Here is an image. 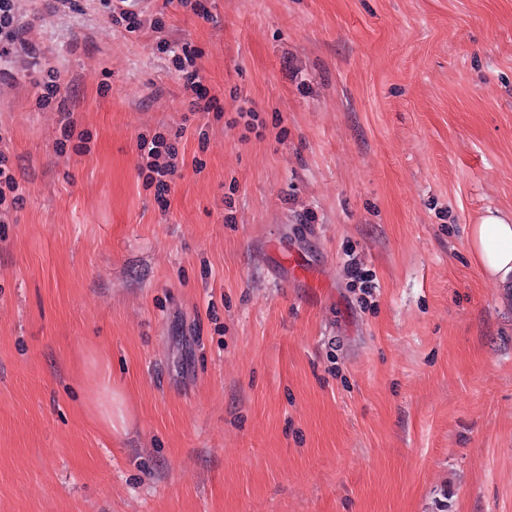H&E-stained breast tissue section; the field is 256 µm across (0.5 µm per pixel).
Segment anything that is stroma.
<instances>
[{"label": "stroma", "instance_id": "stroma-1", "mask_svg": "<svg viewBox=\"0 0 512 512\" xmlns=\"http://www.w3.org/2000/svg\"><path fill=\"white\" fill-rule=\"evenodd\" d=\"M207 8L156 0L130 36L64 0L32 31L55 108L24 59L0 88L25 187L0 223V512H512V288L467 235L512 210V0ZM184 41L221 111H190ZM138 155L140 159L139 174L149 185L155 186V198L161 205L165 195L170 191L171 183L180 177L179 168L174 162L175 147L165 134L158 132L148 138H138ZM105 402H96L92 417L101 429L108 433L123 431L127 425V412L119 389L112 387L110 379H102L99 388Z\"/></svg>", "mask_w": 512, "mask_h": 512}]
</instances>
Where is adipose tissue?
I'll return each instance as SVG.
<instances>
[{
  "label": "adipose tissue",
  "instance_id": "adipose-tissue-1",
  "mask_svg": "<svg viewBox=\"0 0 512 512\" xmlns=\"http://www.w3.org/2000/svg\"><path fill=\"white\" fill-rule=\"evenodd\" d=\"M469 247L481 271L489 278L507 284L512 282V212L489 209L477 224L471 225ZM101 402L92 408V417L106 432L125 430L127 412L120 390L110 379L100 386Z\"/></svg>",
  "mask_w": 512,
  "mask_h": 512
}]
</instances>
